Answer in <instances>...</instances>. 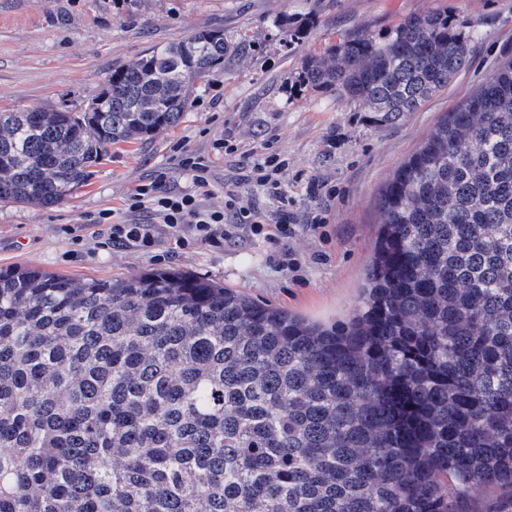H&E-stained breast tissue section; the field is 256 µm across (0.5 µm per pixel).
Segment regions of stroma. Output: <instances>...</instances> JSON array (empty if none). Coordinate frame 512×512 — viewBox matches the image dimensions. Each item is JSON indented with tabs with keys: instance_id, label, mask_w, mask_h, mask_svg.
I'll return each mask as SVG.
<instances>
[{
	"instance_id": "35a3bbf8",
	"label": "stroma",
	"mask_w": 512,
	"mask_h": 512,
	"mask_svg": "<svg viewBox=\"0 0 512 512\" xmlns=\"http://www.w3.org/2000/svg\"><path fill=\"white\" fill-rule=\"evenodd\" d=\"M447 12L472 34L469 65L419 110L380 123L356 102L300 84L310 57L360 33L384 36L412 14ZM223 31L236 52L204 82L179 124L112 147L89 183L65 203L0 202V269L34 266L74 278L176 270L233 288L308 321L332 325L361 301L376 244L381 192L399 166L500 63L512 59V0H0V111L33 105L83 111L113 66L201 28ZM288 159L278 192L246 175L265 140ZM214 156L211 195L235 194L268 217L288 199L294 235L243 233L239 245L192 250L166 241L151 254L107 245L96 218L122 211L127 195L177 149ZM332 188L324 196L313 182ZM322 226L312 232L313 219ZM80 225L79 235L65 234ZM295 265L283 267V258Z\"/></svg>"
}]
</instances>
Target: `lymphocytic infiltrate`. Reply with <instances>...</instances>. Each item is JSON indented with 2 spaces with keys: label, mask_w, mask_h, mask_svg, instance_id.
Listing matches in <instances>:
<instances>
[{
  "label": "lymphocytic infiltrate",
  "mask_w": 512,
  "mask_h": 512,
  "mask_svg": "<svg viewBox=\"0 0 512 512\" xmlns=\"http://www.w3.org/2000/svg\"><path fill=\"white\" fill-rule=\"evenodd\" d=\"M175 160L177 168L189 179L190 188H172L168 172L159 170L127 197L124 204L127 220H115L108 210L99 212L97 221L104 224L112 248H133L148 254L164 238L173 240L182 249L198 244L233 245L239 242V231L244 227L254 236L286 238L292 234L294 227L284 209L271 224L241 205L232 194L225 196L223 206L206 207L202 198L208 195L212 180L209 157L182 150ZM145 212L152 214V221H139V214Z\"/></svg>",
  "instance_id": "lymphocytic-infiltrate-1"
}]
</instances>
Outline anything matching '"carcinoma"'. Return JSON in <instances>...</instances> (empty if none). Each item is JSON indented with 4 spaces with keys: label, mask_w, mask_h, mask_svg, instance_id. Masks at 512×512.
Instances as JSON below:
<instances>
[{
    "label": "carcinoma",
    "mask_w": 512,
    "mask_h": 512,
    "mask_svg": "<svg viewBox=\"0 0 512 512\" xmlns=\"http://www.w3.org/2000/svg\"><path fill=\"white\" fill-rule=\"evenodd\" d=\"M233 52L197 30L81 113L1 111L0 201L65 202ZM470 52L448 14L412 15L301 80L394 123ZM0 512H512V61L385 187L345 321L175 272L0 271Z\"/></svg>",
    "instance_id": "1"
}]
</instances>
